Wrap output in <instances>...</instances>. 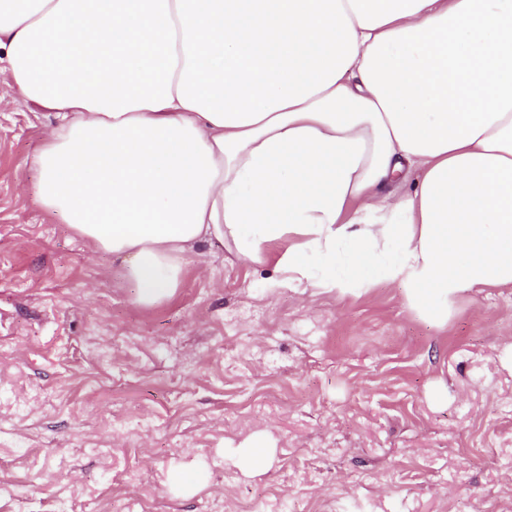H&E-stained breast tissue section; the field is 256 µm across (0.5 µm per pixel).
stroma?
Masks as SVG:
<instances>
[{
  "instance_id": "1",
  "label": "stroma",
  "mask_w": 512,
  "mask_h": 512,
  "mask_svg": "<svg viewBox=\"0 0 512 512\" xmlns=\"http://www.w3.org/2000/svg\"><path fill=\"white\" fill-rule=\"evenodd\" d=\"M56 125L0 83V512H512V288L438 326L199 243L141 304L35 196Z\"/></svg>"
}]
</instances>
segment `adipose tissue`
Returning a JSON list of instances; mask_svg holds the SVG:
<instances>
[{
    "instance_id": "ef3b65f1",
    "label": "adipose tissue",
    "mask_w": 512,
    "mask_h": 512,
    "mask_svg": "<svg viewBox=\"0 0 512 512\" xmlns=\"http://www.w3.org/2000/svg\"><path fill=\"white\" fill-rule=\"evenodd\" d=\"M0 51L59 119L41 203L140 303L213 239L439 325L512 286V0H0Z\"/></svg>"
}]
</instances>
